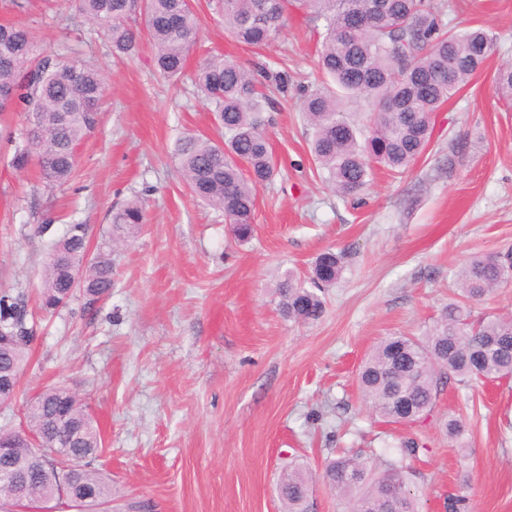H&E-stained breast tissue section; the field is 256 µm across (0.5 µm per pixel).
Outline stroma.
Masks as SVG:
<instances>
[{
	"mask_svg": "<svg viewBox=\"0 0 512 512\" xmlns=\"http://www.w3.org/2000/svg\"><path fill=\"white\" fill-rule=\"evenodd\" d=\"M456 2L443 21L488 31L485 67L435 113L421 157L397 175L374 172L352 199L323 182L309 152L300 104L323 76L305 15L252 47L198 0L200 48L170 79L148 37L132 55L115 56L71 0H0V22L36 29V54L82 58L106 83L99 124L61 187L14 169L10 139L27 115L0 118V293L34 303L49 244L68 225H86L95 246L131 198L146 217L112 255L108 298L87 311L77 297L44 318L16 396L0 403V427H18L27 400L44 388L75 392L101 434L93 465L112 487L108 512L137 504L283 512L277 482L292 460L318 471L352 448L378 465L402 437L427 447L412 462L422 512H446L465 478L471 512H512V380L478 388L448 380L434 410L407 424L384 422L357 384L383 337L425 335L471 257L512 250V108L494 87L499 66L512 61V0ZM206 49L268 72L266 131L280 174L259 188L254 233L243 243L178 171L177 140L215 133L213 107L194 82ZM41 224L48 235L36 234ZM328 249L343 269L322 293L323 317L288 320L279 280L290 271L308 278ZM448 417L463 420L461 439L440 431Z\"/></svg>",
	"mask_w": 512,
	"mask_h": 512,
	"instance_id": "stroma-1",
	"label": "stroma"
}]
</instances>
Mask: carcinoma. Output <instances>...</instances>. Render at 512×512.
I'll list each match as a JSON object with an SVG mask.
<instances>
[{"label": "carcinoma", "mask_w": 512, "mask_h": 512, "mask_svg": "<svg viewBox=\"0 0 512 512\" xmlns=\"http://www.w3.org/2000/svg\"><path fill=\"white\" fill-rule=\"evenodd\" d=\"M87 19L100 26L117 54L139 46L140 30L129 21L143 19L159 70L175 78L184 70L197 43L200 17L192 0H74ZM270 0L272 14L255 19L259 0H214L224 29L238 42L262 45L275 36L290 12L323 23L319 65L325 84L301 102L312 130L310 152L323 181L342 197L358 195L373 166L406 169L427 147L431 119L454 92L479 72L492 48L483 28L453 32L442 23L444 0ZM36 34L16 23L0 24V115L24 107L28 116L13 166L34 164L49 186L66 184L76 149L99 121L105 92L102 73L82 59L35 56ZM454 62L448 71V62ZM201 93L215 104L218 138L189 135L177 149L180 173L190 192L220 210L244 242L253 233L258 188L279 175L264 130L263 108L269 99L257 89L255 76L236 61L212 55L196 73ZM495 90L512 105V64L502 65ZM364 97L369 104L365 128L349 121L345 100ZM144 208L130 199L112 212L108 239L88 252L85 225L72 224L52 243L37 302L56 310L80 293L92 309L112 290V243L134 237L144 224ZM84 270L75 290L67 272ZM340 257L327 250L311 268L306 287L288 272L278 288L282 313L295 322L321 318L318 291L336 282ZM512 279V254L489 253L471 259L458 273V298L445 305L425 336H386L363 360L357 380L364 399L385 421L403 424L427 415L449 376L467 385L512 376V315L473 314L471 303L490 296ZM34 316L24 302L0 295V365L20 374L29 361L32 341L26 331ZM24 426L10 448L14 479L0 474V509L13 504L15 492L24 507L38 512H100L108 503L105 481L90 466L102 440L80 400L53 386L30 398ZM423 449L415 439L399 442L396 455L374 474L359 454L328 459L320 474L298 465L286 468L278 484L283 512H308L310 483L319 477L340 496L352 499V512H419L410 487L409 459ZM96 490L90 498L85 489ZM469 483L448 495L447 512H469Z\"/></svg>", "instance_id": "1"}]
</instances>
